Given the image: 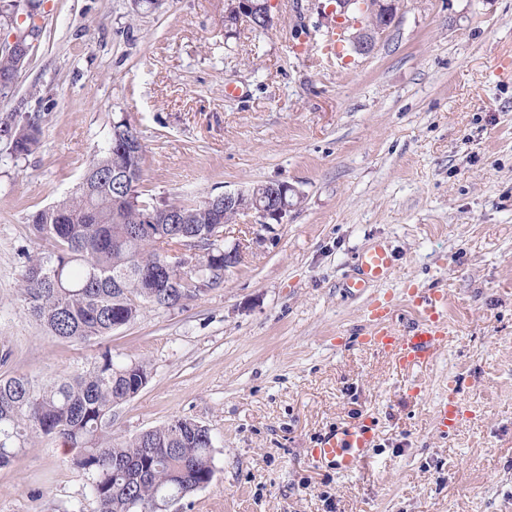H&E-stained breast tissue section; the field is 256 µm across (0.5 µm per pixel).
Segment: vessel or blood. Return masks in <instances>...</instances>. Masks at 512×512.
Masks as SVG:
<instances>
[{"mask_svg": "<svg viewBox=\"0 0 512 512\" xmlns=\"http://www.w3.org/2000/svg\"><path fill=\"white\" fill-rule=\"evenodd\" d=\"M359 274L347 284L348 292L360 295L383 281L391 272L393 256L385 245L376 244L358 257ZM410 319L397 323L389 302L373 299L367 310L370 326L361 342L385 353L401 365L419 366L432 360L441 342L447 340L448 316L445 289H414L408 294ZM375 433L369 418H360L322 435L309 456L344 474L359 471L370 460Z\"/></svg>", "mask_w": 512, "mask_h": 512, "instance_id": "obj_1", "label": "vessel or blood"}]
</instances>
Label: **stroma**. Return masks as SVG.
<instances>
[{
	"mask_svg": "<svg viewBox=\"0 0 512 512\" xmlns=\"http://www.w3.org/2000/svg\"><path fill=\"white\" fill-rule=\"evenodd\" d=\"M274 26L226 27V0H17L41 35L0 116L40 109L39 143L0 141V376L91 368L104 348L146 365L112 411L129 438L182 417L214 439L212 481L169 512H512V0H405L367 55L319 42L307 0H269ZM238 93L226 95V85ZM144 147L141 190L201 200L285 181L283 223L225 225L242 259L219 285L87 343L51 336L18 279L42 249L29 216L76 190L113 123ZM390 277L347 294L357 257ZM447 292L451 334L406 368L360 342L370 298ZM458 415L438 427L442 402ZM376 424L372 460L342 474L307 455L326 431ZM40 438L0 468V512H97L90 476ZM359 274L346 288L351 295H360L383 281L393 269V256L383 244H375L358 257Z\"/></svg>",
	"mask_w": 512,
	"mask_h": 512,
	"instance_id": "35a3bbf8",
	"label": "stroma"
}]
</instances>
